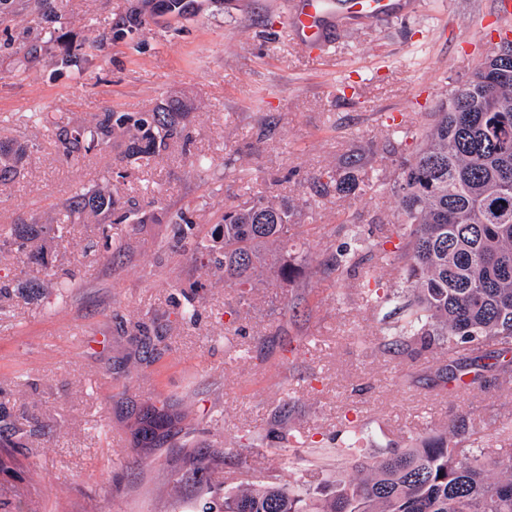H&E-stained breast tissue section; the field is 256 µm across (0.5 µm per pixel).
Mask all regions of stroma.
Masks as SVG:
<instances>
[{
  "label": "stroma",
  "instance_id": "1",
  "mask_svg": "<svg viewBox=\"0 0 512 512\" xmlns=\"http://www.w3.org/2000/svg\"><path fill=\"white\" fill-rule=\"evenodd\" d=\"M288 2L13 0L0 14V148H28L0 182V224L56 223V203L107 174L114 200L54 241V265L75 274L65 296L0 243V281L41 286L0 298V512H185L251 486L352 480L331 453L351 423L374 453L459 415L490 436L512 421V384L487 372L455 388L444 374L468 352L444 342L388 351L399 302L363 294L368 269L405 286L392 187L432 112L496 47L497 0H417L413 14L352 22L322 53L290 31ZM69 50L79 65H62ZM174 100L190 107L189 141L150 165L125 159L120 137L75 161L55 148L58 124ZM198 155L209 170L191 168ZM327 171L375 185L315 196ZM260 197L293 207L288 250L307 257L293 286L243 295L175 250L177 213L206 232ZM130 208L140 223L122 221ZM345 248L356 268L332 270ZM154 413L166 421L141 441ZM280 433L312 452L289 459ZM193 455L208 462L195 478Z\"/></svg>",
  "mask_w": 512,
  "mask_h": 512
}]
</instances>
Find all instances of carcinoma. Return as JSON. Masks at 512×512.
I'll list each match as a JSON object with an SVG mask.
<instances>
[{
	"label": "carcinoma",
	"instance_id": "carcinoma-1",
	"mask_svg": "<svg viewBox=\"0 0 512 512\" xmlns=\"http://www.w3.org/2000/svg\"><path fill=\"white\" fill-rule=\"evenodd\" d=\"M508 55L480 62L472 79L450 91L395 184L401 224L395 246L406 280L401 320L390 345L410 351L442 341L474 356L466 370L491 359L496 379L512 383V43ZM184 112L131 114L107 110L77 128L55 133L67 161L128 135L124 156L147 164L170 143L188 140ZM26 148L0 162V181L17 173ZM336 191L359 187L353 175L325 176ZM315 178L320 190L328 188ZM112 209V195L78 190L58 204V224H1L0 239L44 267L47 241L90 210ZM291 206L258 198L224 213V223L199 237L184 213L176 215L178 242L191 258L224 273L230 288H256L268 276L293 284L302 255L288 253ZM357 430L333 449L336 461L358 476L322 498L298 485L249 487L224 495L220 512H512V451L500 453L466 419L431 432L409 448L360 457Z\"/></svg>",
	"mask_w": 512,
	"mask_h": 512
}]
</instances>
